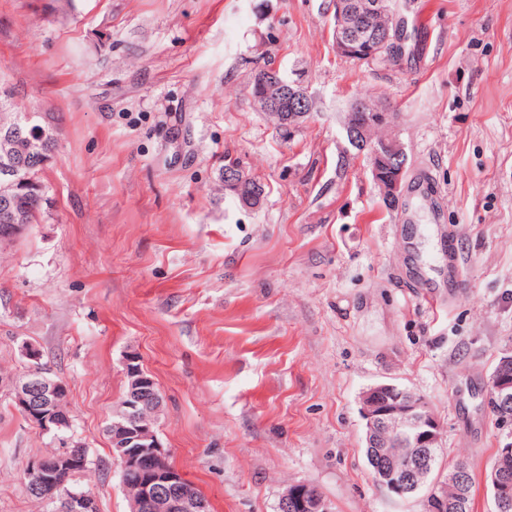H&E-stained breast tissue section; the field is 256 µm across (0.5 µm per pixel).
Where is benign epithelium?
Segmentation results:
<instances>
[{"label":"benign epithelium","mask_w":512,"mask_h":512,"mask_svg":"<svg viewBox=\"0 0 512 512\" xmlns=\"http://www.w3.org/2000/svg\"><path fill=\"white\" fill-rule=\"evenodd\" d=\"M386 0H333V25L336 50L347 57L356 54L358 32L384 31L381 41L364 46L362 54L372 59L391 48L397 30L396 18L386 26L380 25L385 15ZM271 122L281 131L293 133L313 112L314 102L309 87L302 82L289 86L274 80L259 81L251 94ZM395 119L383 107L373 106L358 98L351 103L344 120L346 139L355 147L368 151L374 184L380 197L398 205L405 178L408 157L404 144L394 129ZM48 137L44 129L32 131V136L5 135L0 138V192L7 193L22 186L23 179L15 158L33 152ZM224 185L233 189L245 206L258 199L255 181L241 167L224 173ZM25 359L36 362L30 375L9 379L15 408L25 419L43 432L62 430L71 426L67 411L68 388L47 368L39 365L41 353L32 344L23 346ZM126 374L130 384L125 407L127 423L112 425L113 456L126 474L150 467L146 479L139 482L129 496L130 512H208V503L185 494L181 490L183 475L169 462V452L162 445L154 429L155 422L139 416L138 404L150 399L157 403L162 398L149 394L151 379L139 364L138 356L126 359ZM492 396L501 407L512 408V378L499 375ZM360 414L364 421V440L367 448H418L420 452L406 461L399 471H385L377 482L401 495L426 491L425 512H445L448 494L437 484L426 486L431 468L433 449L440 441L441 423L425 398L393 383H378L362 392ZM86 465L77 453H61L52 458L39 457L30 464L37 474L34 489L55 482L59 474L76 471ZM497 506L512 501V480L505 471H493ZM65 512H97L95 496L85 492L69 491L64 499ZM280 512H333L325 497L306 483L289 485L281 494Z\"/></svg>","instance_id":"benign-epithelium-1"}]
</instances>
